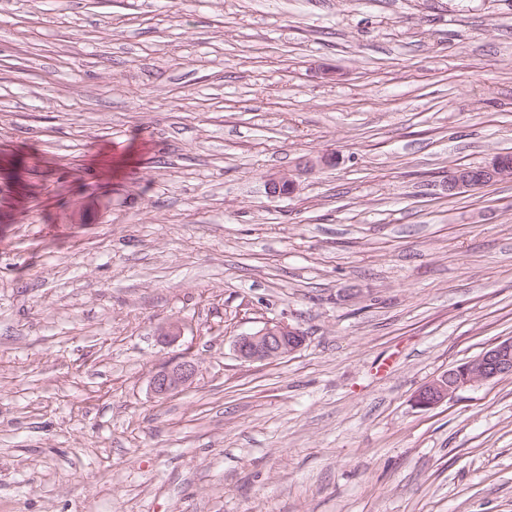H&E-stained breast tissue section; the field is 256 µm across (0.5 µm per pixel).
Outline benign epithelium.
Wrapping results in <instances>:
<instances>
[{"mask_svg": "<svg viewBox=\"0 0 512 512\" xmlns=\"http://www.w3.org/2000/svg\"><path fill=\"white\" fill-rule=\"evenodd\" d=\"M492 179L512 177V167L495 158L482 167ZM474 170L461 166L448 174V190L472 189ZM266 189L273 197L293 194L295 184L284 173L267 176ZM305 343L304 333L290 324L269 320L251 332L243 333L234 341V351L245 363L272 362L298 351ZM198 372L197 363L188 357L175 364L161 365L152 372L148 387L158 399H166L189 386ZM512 375V338L502 340L486 349L476 358L461 363L442 373L419 388L414 404L424 410L433 409L448 401L457 391Z\"/></svg>", "mask_w": 512, "mask_h": 512, "instance_id": "benign-epithelium-1", "label": "benign epithelium"}]
</instances>
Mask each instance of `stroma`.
Masks as SVG:
<instances>
[{
  "label": "stroma",
  "mask_w": 512,
  "mask_h": 512,
  "mask_svg": "<svg viewBox=\"0 0 512 512\" xmlns=\"http://www.w3.org/2000/svg\"><path fill=\"white\" fill-rule=\"evenodd\" d=\"M506 152L512 0H0V512H512ZM304 343L305 336L299 328L269 320L256 330L237 336L234 351L245 363L272 362L293 354ZM512 375V338L502 340L476 358L442 373L419 388L414 404L432 409L451 399L457 391ZM197 372V363L188 357L175 364L161 365L149 378V391L155 398L166 399L189 386Z\"/></svg>",
  "instance_id": "obj_1"
}]
</instances>
